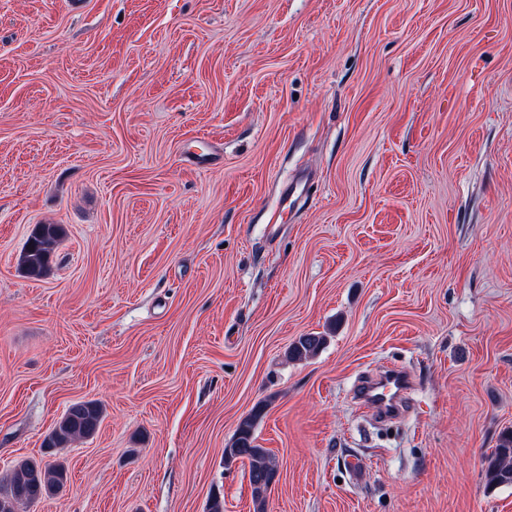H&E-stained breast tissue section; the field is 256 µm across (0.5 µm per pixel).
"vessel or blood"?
Masks as SVG:
<instances>
[{
	"mask_svg": "<svg viewBox=\"0 0 512 512\" xmlns=\"http://www.w3.org/2000/svg\"><path fill=\"white\" fill-rule=\"evenodd\" d=\"M412 387V380L403 369L388 366L358 382L354 395L362 409L377 418L392 420L400 415Z\"/></svg>",
	"mask_w": 512,
	"mask_h": 512,
	"instance_id": "b4317fda",
	"label": "vessel or blood"
}]
</instances>
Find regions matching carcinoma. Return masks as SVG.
Returning a JSON list of instances; mask_svg holds the SVG:
<instances>
[{
  "label": "carcinoma",
  "mask_w": 512,
  "mask_h": 512,
  "mask_svg": "<svg viewBox=\"0 0 512 512\" xmlns=\"http://www.w3.org/2000/svg\"><path fill=\"white\" fill-rule=\"evenodd\" d=\"M60 238L56 224H39L29 236L19 257V265L32 278L41 277L48 269L51 255ZM326 342V337L305 335L288 347V358L303 360L315 356ZM262 412L257 407L253 414L239 424L231 445L224 449L225 466L238 460L249 462V484L256 512H265L266 498L277 473L273 454L256 443L254 426ZM102 409L95 401L71 404L49 435L47 447L65 448L77 439L97 430ZM484 471L490 485H512V432L501 436L498 448L484 457ZM67 475L60 463L22 460L13 466L10 474L0 480V512H26L42 498L63 488Z\"/></svg>",
  "instance_id": "obj_1"
}]
</instances>
